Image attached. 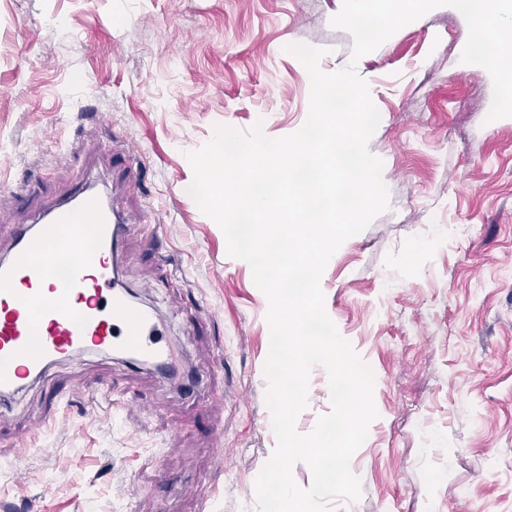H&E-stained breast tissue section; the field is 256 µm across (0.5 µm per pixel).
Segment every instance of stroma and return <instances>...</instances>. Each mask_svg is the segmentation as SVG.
Returning a JSON list of instances; mask_svg holds the SVG:
<instances>
[{
	"label": "stroma",
	"instance_id": "obj_1",
	"mask_svg": "<svg viewBox=\"0 0 512 512\" xmlns=\"http://www.w3.org/2000/svg\"><path fill=\"white\" fill-rule=\"evenodd\" d=\"M342 0H0V225L26 224L113 151L143 180L115 188L125 275L170 332L193 394L94 352L0 409V512H255L276 439L266 406L268 301L186 191L216 127L296 132L310 77L288 45L343 67ZM468 26L442 6L364 56L380 114L370 151L390 208L329 260L339 334L374 378L378 416L333 512H512V117L461 62ZM111 388L120 405L91 406ZM67 393L64 406L52 390ZM330 409L310 376L299 432Z\"/></svg>",
	"mask_w": 512,
	"mask_h": 512
}]
</instances>
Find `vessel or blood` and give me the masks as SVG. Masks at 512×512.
Returning <instances> with one entry per match:
<instances>
[{"instance_id":"b4317fda","label":"vessel or blood","mask_w":512,"mask_h":512,"mask_svg":"<svg viewBox=\"0 0 512 512\" xmlns=\"http://www.w3.org/2000/svg\"><path fill=\"white\" fill-rule=\"evenodd\" d=\"M139 173L122 151L108 179L87 176L31 223L12 225L0 254V400L77 351L169 371L166 329L119 271L125 218L105 186Z\"/></svg>"}]
</instances>
